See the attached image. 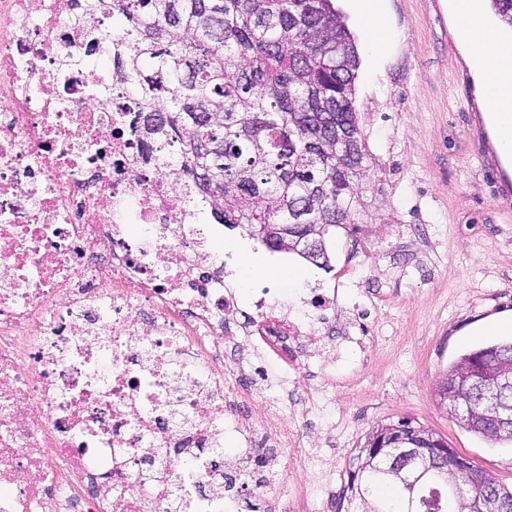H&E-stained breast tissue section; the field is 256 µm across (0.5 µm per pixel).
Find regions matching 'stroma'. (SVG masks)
I'll return each mask as SVG.
<instances>
[{"label":"stroma","instance_id":"35a3bbf8","mask_svg":"<svg viewBox=\"0 0 512 512\" xmlns=\"http://www.w3.org/2000/svg\"><path fill=\"white\" fill-rule=\"evenodd\" d=\"M383 6L398 40L378 62H360L355 105L370 154L364 207L352 227L330 234L331 272L238 229L218 238L223 252L255 268L239 271L241 296L262 282L299 288L353 268L393 299L378 315L387 339L370 356L311 366L319 382L356 373L355 389L337 391L317 417L300 403L284 405L311 457L336 460L328 483L308 486L315 512H333L365 436L404 418L512 486V447L468 431L435 396L460 355L512 337V166L489 135L491 104L476 89L451 18L434 0Z\"/></svg>","mask_w":512,"mask_h":512}]
</instances>
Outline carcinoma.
<instances>
[{
    "label": "carcinoma",
    "mask_w": 512,
    "mask_h": 512,
    "mask_svg": "<svg viewBox=\"0 0 512 512\" xmlns=\"http://www.w3.org/2000/svg\"><path fill=\"white\" fill-rule=\"evenodd\" d=\"M512 28V0H491ZM112 21L123 82L143 104V140L159 164L177 166L213 220L241 227L272 252L330 268L331 230L354 223L359 182L369 158L355 108L359 55L333 0H82L80 20ZM319 241L310 256L292 245ZM512 363V340L462 354L436 396L465 408L456 418L471 432L512 445V428L484 418L501 409L478 388L459 385L479 365ZM413 442L415 467L444 454L448 442L414 420L372 430L354 456L337 512H453L477 497L486 512L507 505L512 487L474 468L470 493L453 497L448 477L419 482L387 472L389 454Z\"/></svg>",
    "instance_id": "carcinoma-1"
}]
</instances>
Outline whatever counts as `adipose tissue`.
Returning a JSON list of instances; mask_svg holds the SVG:
<instances>
[{
	"mask_svg": "<svg viewBox=\"0 0 512 512\" xmlns=\"http://www.w3.org/2000/svg\"><path fill=\"white\" fill-rule=\"evenodd\" d=\"M353 2L368 33V51L381 58L392 42L381 0ZM448 9L456 19L459 43L470 54L473 73L498 115L500 151L512 157V38L503 37L487 20L482 0H448Z\"/></svg>",
	"mask_w": 512,
	"mask_h": 512,
	"instance_id": "1",
	"label": "adipose tissue"
}]
</instances>
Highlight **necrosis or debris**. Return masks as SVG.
Masks as SVG:
<instances>
[{"instance_id": "1", "label": "necrosis or debris", "mask_w": 512, "mask_h": 512, "mask_svg": "<svg viewBox=\"0 0 512 512\" xmlns=\"http://www.w3.org/2000/svg\"><path fill=\"white\" fill-rule=\"evenodd\" d=\"M72 5L0 0V512H276L225 495L212 451L266 433L292 456L248 449L242 474L309 471L303 432L249 403L355 388L313 382L305 344L354 302L337 280L242 304L189 181L132 132L137 98L79 62L96 32Z\"/></svg>"}]
</instances>
